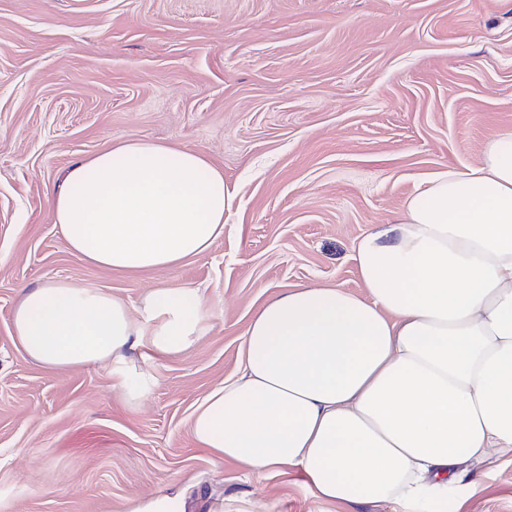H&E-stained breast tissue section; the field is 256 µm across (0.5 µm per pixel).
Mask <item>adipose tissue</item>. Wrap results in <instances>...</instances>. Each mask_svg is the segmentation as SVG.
Listing matches in <instances>:
<instances>
[{"mask_svg": "<svg viewBox=\"0 0 512 512\" xmlns=\"http://www.w3.org/2000/svg\"><path fill=\"white\" fill-rule=\"evenodd\" d=\"M235 202L201 154L121 140L72 164L52 207L75 254L131 272L207 250ZM354 260L366 296L298 287L258 308L243 373L196 408L194 439L254 474L301 472L324 504L448 512L462 464L512 451V129L430 178ZM209 316L195 288L135 310L57 281L21 292L11 335L46 370L105 367L134 399L152 384L130 383L136 352L180 354Z\"/></svg>", "mask_w": 512, "mask_h": 512, "instance_id": "obj_1", "label": "adipose tissue"}]
</instances>
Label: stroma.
I'll use <instances>...</instances> for the list:
<instances>
[{
    "label": "stroma",
    "mask_w": 512,
    "mask_h": 512,
    "mask_svg": "<svg viewBox=\"0 0 512 512\" xmlns=\"http://www.w3.org/2000/svg\"><path fill=\"white\" fill-rule=\"evenodd\" d=\"M512 128V0H0V501L7 512H125L177 492L187 512H393L319 503L300 473L214 462L197 406L243 368L266 300L364 289L359 237L437 173ZM147 140L191 150L238 194L224 234L159 271L75 255L52 196L70 163ZM72 281L131 307L199 289L207 332L138 359L129 401L107 369L50 372L10 334L23 289ZM453 512H512V452L465 464Z\"/></svg>",
    "instance_id": "stroma-1"
}]
</instances>
